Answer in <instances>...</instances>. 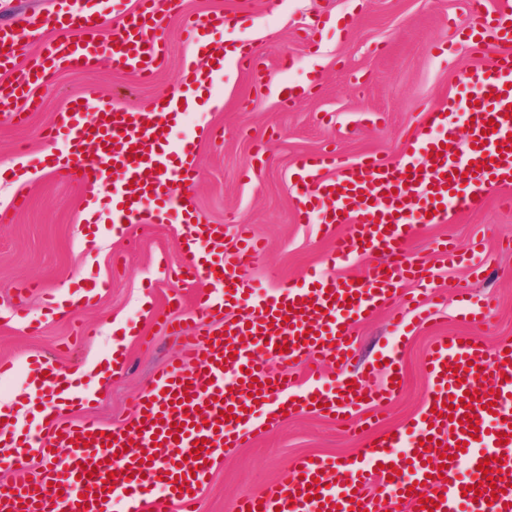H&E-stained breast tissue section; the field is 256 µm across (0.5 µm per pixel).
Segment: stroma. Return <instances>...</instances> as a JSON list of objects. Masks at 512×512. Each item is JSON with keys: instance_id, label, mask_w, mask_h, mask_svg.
<instances>
[{"instance_id": "obj_1", "label": "stroma", "mask_w": 512, "mask_h": 512, "mask_svg": "<svg viewBox=\"0 0 512 512\" xmlns=\"http://www.w3.org/2000/svg\"><path fill=\"white\" fill-rule=\"evenodd\" d=\"M59 2L0 0V24L20 29L55 14ZM214 12L232 24L210 31L211 42L248 41L263 58L264 73L227 61L213 91L222 107L191 110L173 136L193 147L199 220L223 225L225 249L234 245L239 224L250 225L264 242V252L244 273L262 297L308 280L332 247L324 225L295 221L297 160L324 152L397 160L410 136L427 130L423 105L447 104L457 73L491 60L459 34L473 22L468 0H183L182 15L164 23L167 54L152 82L104 64L60 70L39 86V106L25 121H0V168L20 157L32 174L21 183L0 179V361L9 366L0 378L10 385L0 403L31 435L48 432L29 407V383L40 367L83 369L117 351L123 356L118 375L79 413L115 426L132 418L152 374L178 354L179 341L163 321L187 317L199 290L170 273L183 259L181 221L155 225L146 237L133 224L115 232L107 186L99 190L96 221H87V187L38 159L66 150L64 141L49 136L73 98L95 96L148 112L162 95L178 90L192 55L182 18ZM443 37L451 50L440 55L433 46ZM282 84L309 91L285 103L277 94ZM508 239L512 208L496 193L473 209L452 212L448 223L421 226L408 249L425 257L438 280L442 304L434 320L410 317L397 330L391 311L378 312L357 326L350 365L364 386L381 391L391 380L382 360L395 357L400 388L345 419L302 408L268 424L256 414L264 432L215 459L200 486L201 512H233L238 498L280 481L298 459L355 457L360 442L353 429L412 430L431 386L424 357L435 337L479 336L490 345L512 340ZM445 240L463 248L479 244L483 274L449 264L439 247ZM464 290L477 301L491 297L495 310L484 325L465 320ZM81 291L90 297L76 315H58V297ZM113 323L125 335L111 332Z\"/></svg>"}]
</instances>
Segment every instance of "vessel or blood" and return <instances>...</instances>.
Segmentation results:
<instances>
[{"label":"vessel or blood","instance_id":"obj_1","mask_svg":"<svg viewBox=\"0 0 512 512\" xmlns=\"http://www.w3.org/2000/svg\"><path fill=\"white\" fill-rule=\"evenodd\" d=\"M96 4L72 0L69 21L45 19L59 38L34 75L14 65L25 54L27 39L0 26V66L10 65L12 75L11 82L0 85V115L21 119L37 105L32 87L64 67L88 69L108 61L139 79L153 78L165 55L163 22L180 12L181 0H152L145 17L130 11L104 40L91 35L94 21L103 17ZM469 5L479 22L468 36L477 51L494 57L488 65L461 71L462 95L426 113L432 130L447 128L452 114L465 122L470 142L464 155L455 156L450 147L421 134L399 163L375 154L356 162L339 153L298 160L297 223L346 227L325 257L326 267L381 253L382 262L359 279L317 273L311 286L289 284L268 301L255 300L243 273L259 246L244 228L223 264L204 260L203 249L224 229L197 223L195 170L174 165L168 145L192 97L211 92L224 70L223 57L204 66L188 64L179 91L168 94L149 124L141 113L95 98L74 104L72 114L55 126L73 147L65 170L81 184L122 180L113 223L149 232L166 220L161 202L175 198L182 222L193 225L182 240L185 260L179 273L201 286L192 310L195 325L175 327L180 356L154 372L129 426L105 428L91 418L51 421L49 438L37 448L50 466L37 481L24 476L26 434L10 432L5 439L10 451L0 452V469L14 478L0 491V512H163L167 504L175 512H197L195 475L208 470L222 448L240 445L259 409L269 408L277 419L296 407L321 403L336 415L361 408L366 391L360 380L341 378L335 389L315 385L298 396L292 379L271 375L262 359H298L312 372L329 361L343 367L355 347L353 330L366 314L401 304L429 320L424 301L406 287L428 277L424 258L405 260L407 242L420 225L446 221L448 209L466 210L482 192L512 188V0H498L492 8L486 0H469ZM223 25L220 17H189L183 32L196 52L205 53L210 47L206 31ZM489 29L495 33L490 43L483 38ZM472 88L477 94L471 99ZM89 111L95 112L97 126L85 120ZM88 137L97 139L96 153L81 152ZM148 142L158 151L146 158L142 152ZM230 302L244 311V319L219 331L208 327L210 314ZM426 370L428 410L414 434L385 431L364 438L346 470H333L320 458L302 459L267 492L240 500L237 512H379L381 500L368 493L373 484L403 499L409 512H419L424 496L434 503L433 512H512V442L502 441L512 431V341L489 346L478 339L462 343L442 337L431 346ZM180 392L187 393V401H175ZM444 403L451 405V417L437 416L436 407ZM174 422L182 426L175 436L169 433ZM474 426L479 429L475 435L470 432ZM199 439L205 442L200 450L195 447ZM447 446L453 457L444 461L440 455ZM85 468L91 477L82 476ZM329 470L336 473L332 488L319 479ZM486 475L495 477L496 485L483 484ZM160 488L166 491L163 504L155 498Z\"/></svg>","mask_w":512,"mask_h":512}]
</instances>
